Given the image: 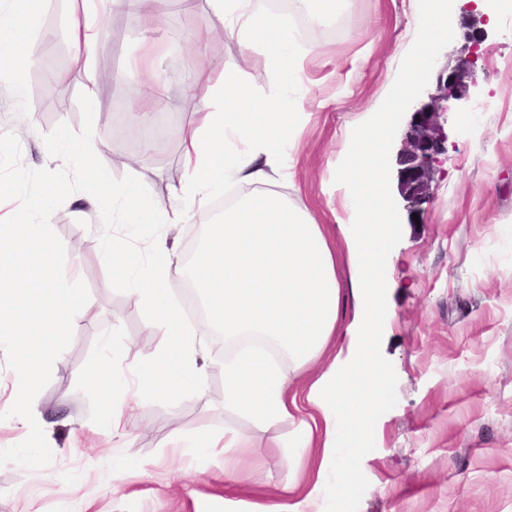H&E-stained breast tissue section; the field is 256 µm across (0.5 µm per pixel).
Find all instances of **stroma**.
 <instances>
[{
  "label": "stroma",
  "mask_w": 512,
  "mask_h": 512,
  "mask_svg": "<svg viewBox=\"0 0 512 512\" xmlns=\"http://www.w3.org/2000/svg\"><path fill=\"white\" fill-rule=\"evenodd\" d=\"M422 0H345L328 22L295 18L297 44L311 84L268 77L269 62L254 54L245 68L258 90L306 112L295 136L296 185L281 186L303 200L318 223L344 216L336 189V159L355 127L393 96L416 54ZM467 0H442L452 21L432 64L411 95L389 115V209L396 216L388 239L387 296L391 315L381 354L385 393L370 421L369 445L348 465L356 484L345 496L328 493L325 512H512V11L500 0L496 27L483 29L476 83L466 104L449 110L446 150L434 166L432 194L418 216L397 186V155L414 110L434 92L438 73L455 65L465 46L459 24ZM72 0H47L32 36L34 57L22 84L0 73V133H14L22 162L50 167L44 134L59 123L81 131L77 96L84 60L69 39ZM93 64L109 72L94 113L97 155L110 173L127 175L126 144L140 133L121 122L118 98L135 74L130 63L146 38L162 42L156 61L159 94L177 131L201 108L205 59L232 62L230 32L212 34L205 57L173 42L178 24L188 34L210 26L202 5L166 12L145 31L126 0H104ZM366 33H358L359 24ZM145 199L168 195L183 179L177 143L152 163ZM50 223L66 250V278L85 282L90 299L74 320L70 346L39 393L40 425L54 453L51 470L0 466V512H224L225 501L269 502L282 472V452L258 435L259 471L240 469L225 482L222 457L171 456L170 427L204 435L224 429V341L209 340L213 367L202 396L165 398L134 408L126 436L112 435L102 417L109 405L87 381L98 369L102 343L113 339L125 364L136 366L163 344L147 326L121 277L107 263L100 215L65 201ZM139 462L121 489L113 487L115 459Z\"/></svg>",
  "instance_id": "1"
}]
</instances>
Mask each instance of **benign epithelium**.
Here are the masks:
<instances>
[{
  "label": "benign epithelium",
  "instance_id": "7a95c632",
  "mask_svg": "<svg viewBox=\"0 0 512 512\" xmlns=\"http://www.w3.org/2000/svg\"><path fill=\"white\" fill-rule=\"evenodd\" d=\"M475 81L474 62L462 60L454 69L438 74L435 93L413 112L397 159L398 190L406 207L415 209L427 201L434 161L448 141L441 118L449 102L469 99Z\"/></svg>",
  "mask_w": 512,
  "mask_h": 512
}]
</instances>
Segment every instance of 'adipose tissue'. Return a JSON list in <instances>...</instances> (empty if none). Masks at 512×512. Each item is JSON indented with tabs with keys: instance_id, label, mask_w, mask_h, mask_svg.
Returning a JSON list of instances; mask_svg holds the SVG:
<instances>
[{
	"instance_id": "1",
	"label": "adipose tissue",
	"mask_w": 512,
	"mask_h": 512,
	"mask_svg": "<svg viewBox=\"0 0 512 512\" xmlns=\"http://www.w3.org/2000/svg\"><path fill=\"white\" fill-rule=\"evenodd\" d=\"M207 12L237 35L234 63L209 66L204 110L185 132L180 161L184 183L167 198L141 203L153 171L130 160V181L112 186V213L102 220L106 259L116 270L147 325L164 344L143 365L131 368L103 356L90 387L112 406L105 421L120 433L126 413L157 397L177 402L201 395L209 375L206 339L223 337L235 350L221 365L224 408L240 414L219 435L177 437L186 453L227 454L232 469L253 465V433L274 430L271 445L285 451L283 496L247 504L245 512H324L327 486L348 494L356 482L346 453L359 452L385 387L379 344L390 315L384 257L389 224L378 212L387 189V140L370 119L352 133L336 165V188L346 213L361 211V224L317 223L305 204L275 191L294 183L291 152L304 114L260 94L245 76L252 55L263 52L270 79L308 78L295 51V26L287 13H270L252 0H203ZM44 0H0V71L21 76L32 53L23 51ZM422 48L407 77L415 79L433 59L437 38L447 33V14L432 0L419 15ZM248 194L221 212L210 208L227 183ZM198 217L204 236L186 266L172 263L165 229ZM160 232L140 248L139 227ZM350 277L341 283L337 261ZM181 276L195 291L201 313L186 320L168 284ZM353 301L355 314L340 328V311Z\"/></svg>"
}]
</instances>
